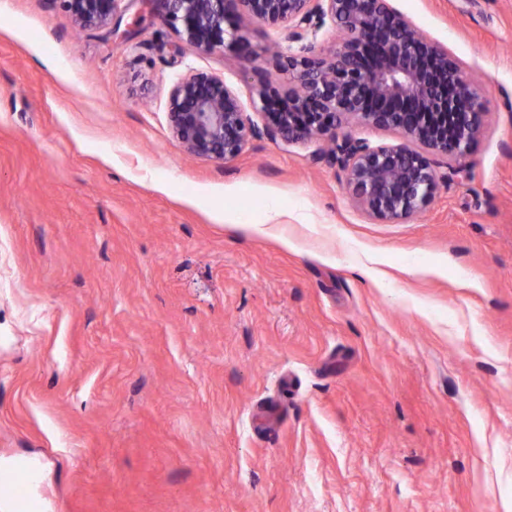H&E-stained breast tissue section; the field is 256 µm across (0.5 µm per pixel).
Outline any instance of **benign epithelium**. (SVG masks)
I'll return each instance as SVG.
<instances>
[{
	"mask_svg": "<svg viewBox=\"0 0 512 512\" xmlns=\"http://www.w3.org/2000/svg\"><path fill=\"white\" fill-rule=\"evenodd\" d=\"M83 27L113 22L121 0H61ZM159 15L186 41L207 52L224 44V21L248 19L285 25L296 51L276 54L291 87L256 88L268 133L288 142L333 137L349 119L399 133L405 142L372 146L346 136V186L372 217L396 220L423 209L440 177L429 154L465 157L482 135L487 111L479 87L444 45L427 39L389 0H155ZM344 35L338 50L315 53L308 37L325 26ZM168 117L174 137L190 154L228 162L258 127L238 94L204 71L172 88Z\"/></svg>",
	"mask_w": 512,
	"mask_h": 512,
	"instance_id": "obj_1",
	"label": "benign epithelium"
}]
</instances>
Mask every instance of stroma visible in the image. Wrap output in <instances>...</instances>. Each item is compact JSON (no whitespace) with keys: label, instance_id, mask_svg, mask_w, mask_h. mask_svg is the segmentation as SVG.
I'll return each instance as SVG.
<instances>
[{"label":"stroma","instance_id":"obj_1","mask_svg":"<svg viewBox=\"0 0 512 512\" xmlns=\"http://www.w3.org/2000/svg\"><path fill=\"white\" fill-rule=\"evenodd\" d=\"M0 13V512H505L512 503V0H391L459 59L484 132L383 221L324 140L267 134L287 28L199 51L149 0ZM200 70L259 128L173 136ZM285 210L268 233L240 229ZM288 238L293 249L280 240ZM377 255L384 278L354 264ZM122 0H61L82 27H104L113 22ZM168 117L188 153L221 162L237 158L259 132L238 94L204 71H193L174 85Z\"/></svg>","mask_w":512,"mask_h":512}]
</instances>
